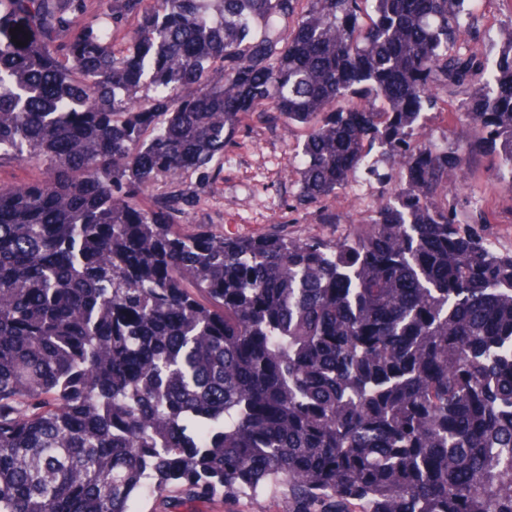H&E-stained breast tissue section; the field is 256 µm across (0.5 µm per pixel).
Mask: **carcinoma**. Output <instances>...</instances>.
I'll list each match as a JSON object with an SVG mask.
<instances>
[{
	"label": "carcinoma",
	"instance_id": "cac0c4a2",
	"mask_svg": "<svg viewBox=\"0 0 512 512\" xmlns=\"http://www.w3.org/2000/svg\"><path fill=\"white\" fill-rule=\"evenodd\" d=\"M482 4L0 0V512H512V253L444 192L488 154L512 198ZM279 126L288 209L340 224L375 179L369 218L191 223ZM450 130V131H449ZM423 134L434 141L443 143L447 140L448 136L454 139H461L467 135V130L463 126H447L439 117L430 113L423 125Z\"/></svg>",
	"mask_w": 512,
	"mask_h": 512
}]
</instances>
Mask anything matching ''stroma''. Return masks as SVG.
Returning <instances> with one entry per match:
<instances>
[{
	"label": "stroma",
	"instance_id": "1",
	"mask_svg": "<svg viewBox=\"0 0 512 512\" xmlns=\"http://www.w3.org/2000/svg\"><path fill=\"white\" fill-rule=\"evenodd\" d=\"M301 139L295 127L267 131L263 140L254 143L249 157H236L225 168L218 194L198 213L197 223L214 225L230 236L279 232L272 219L287 210L293 188L276 173ZM489 162L484 156L474 163V198L478 205L495 208V221L486 225L485 232L499 251L508 253L512 251V204L504 199L499 183L488 176Z\"/></svg>",
	"mask_w": 512,
	"mask_h": 512
}]
</instances>
